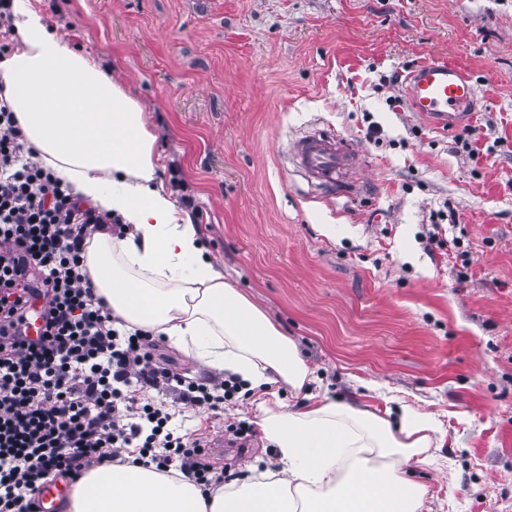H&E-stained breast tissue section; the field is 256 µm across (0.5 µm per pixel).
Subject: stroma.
<instances>
[{"label": "stroma", "mask_w": 512, "mask_h": 512, "mask_svg": "<svg viewBox=\"0 0 512 512\" xmlns=\"http://www.w3.org/2000/svg\"><path fill=\"white\" fill-rule=\"evenodd\" d=\"M32 2L138 101L164 188L194 201L209 257L321 389L435 420V461L413 475L427 512H512V0ZM433 58L479 87L454 128L405 100ZM313 132L360 147L350 196L296 171ZM258 459L277 454L257 430L214 464L230 482Z\"/></svg>", "instance_id": "stroma-1"}]
</instances>
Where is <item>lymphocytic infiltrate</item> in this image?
Here are the masks:
<instances>
[{"mask_svg":"<svg viewBox=\"0 0 512 512\" xmlns=\"http://www.w3.org/2000/svg\"><path fill=\"white\" fill-rule=\"evenodd\" d=\"M14 112L0 100V512H35L47 479H77L138 449L144 464L177 469L201 487L223 483L197 439L178 435L185 407L219 411L241 384L190 380L158 360L148 332H119L84 264L87 239L125 232L85 206L34 161ZM45 300L34 340L20 326ZM179 386V399L162 398Z\"/></svg>","mask_w":512,"mask_h":512,"instance_id":"f902f5d3","label":"lymphocytic infiltrate"}]
</instances>
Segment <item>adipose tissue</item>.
<instances>
[{
	"instance_id": "obj_1",
	"label": "adipose tissue",
	"mask_w": 512,
	"mask_h": 512,
	"mask_svg": "<svg viewBox=\"0 0 512 512\" xmlns=\"http://www.w3.org/2000/svg\"><path fill=\"white\" fill-rule=\"evenodd\" d=\"M11 10L22 48L0 61V96L44 165L134 228L94 234L85 248L95 293L123 329L164 334L253 389L314 384L288 336L204 257L158 180L157 136L139 104L107 67L68 48L31 0ZM257 417L280 470L205 491L178 471L103 465L75 483L68 512H424L426 490L407 470L432 462V419L405 407L393 421L325 396L297 410L263 401Z\"/></svg>"
}]
</instances>
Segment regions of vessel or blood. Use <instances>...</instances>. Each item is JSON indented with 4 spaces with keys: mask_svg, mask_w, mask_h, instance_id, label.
<instances>
[{
    "mask_svg": "<svg viewBox=\"0 0 512 512\" xmlns=\"http://www.w3.org/2000/svg\"><path fill=\"white\" fill-rule=\"evenodd\" d=\"M413 112L442 126L455 124L456 116L478 98L479 89L464 70L443 60L417 65L406 77ZM299 170L314 186L349 193L361 165L356 148L341 137L322 133L302 136L294 145ZM71 491L67 481L54 477L38 489L39 512H61Z\"/></svg>",
    "mask_w": 512,
    "mask_h": 512,
    "instance_id": "obj_1",
    "label": "vessel or blood"
}]
</instances>
